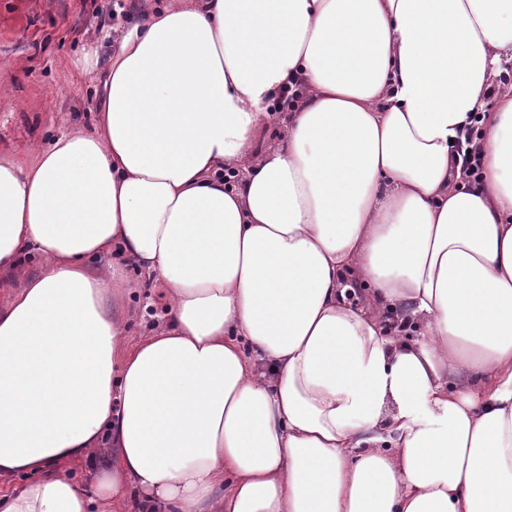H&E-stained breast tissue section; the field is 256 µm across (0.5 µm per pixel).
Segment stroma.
I'll list each match as a JSON object with an SVG mask.
<instances>
[{"label":"stroma","mask_w":512,"mask_h":512,"mask_svg":"<svg viewBox=\"0 0 512 512\" xmlns=\"http://www.w3.org/2000/svg\"><path fill=\"white\" fill-rule=\"evenodd\" d=\"M111 0H0V92L13 108L0 109V155L25 156L36 140L49 139L60 122L91 129L96 112L93 85L74 63L89 40L105 28H128L141 15L136 0H122L118 15H96ZM130 298L132 333L141 336L162 320L163 303L150 280L137 275Z\"/></svg>","instance_id":"stroma-1"}]
</instances>
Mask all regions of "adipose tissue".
<instances>
[{
	"instance_id": "ef3b65f1",
	"label": "adipose tissue",
	"mask_w": 512,
	"mask_h": 512,
	"mask_svg": "<svg viewBox=\"0 0 512 512\" xmlns=\"http://www.w3.org/2000/svg\"><path fill=\"white\" fill-rule=\"evenodd\" d=\"M102 38L93 129L0 156V512H512V0H166ZM95 457L92 501L62 467ZM131 276L140 284V288H133L130 297V306L136 311L132 318V335L142 336L163 321V303L157 291L150 288L149 278L138 271H132Z\"/></svg>"
}]
</instances>
